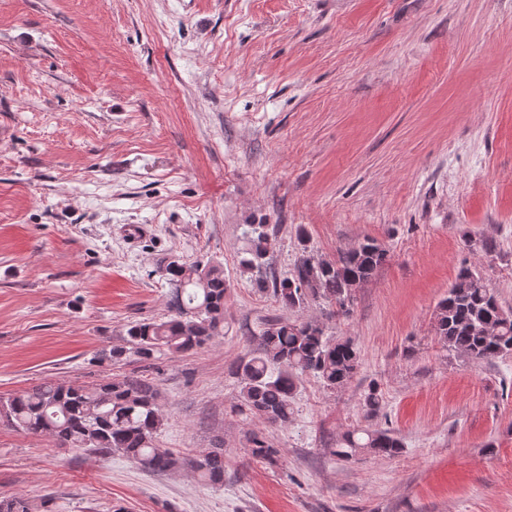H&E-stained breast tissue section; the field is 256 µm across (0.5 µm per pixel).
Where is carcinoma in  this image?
Returning <instances> with one entry per match:
<instances>
[{
  "instance_id": "cac0c4a2",
  "label": "carcinoma",
  "mask_w": 512,
  "mask_h": 512,
  "mask_svg": "<svg viewBox=\"0 0 512 512\" xmlns=\"http://www.w3.org/2000/svg\"><path fill=\"white\" fill-rule=\"evenodd\" d=\"M251 249L246 271L267 265L268 233L263 224L249 225ZM388 260V250L366 238L334 260L317 263L302 258L291 276L271 281V292L282 307L301 308L308 298H321L345 308L355 289L367 283ZM170 314L161 321L133 322L126 330L131 353L151 362L165 351L189 352L224 332V297L229 283L224 268L210 259L186 264L169 262ZM434 330L448 351L480 363L512 356V312L498 303L493 289L476 270L458 273L448 296L437 306ZM257 355L241 362V396L259 418L285 425L291 417V398L308 374L329 389L346 385L357 373L359 353L349 339L333 340L310 321L272 320L260 335ZM165 415L153 386L145 379L111 380L93 388L42 383L0 398V422L27 434L49 436L65 448L109 455L122 453L150 472L179 465L200 480L224 482V449L177 459L155 445ZM404 444L388 430L347 432L334 454L350 458L361 452L396 456ZM0 512H30L22 497L0 500Z\"/></svg>"
}]
</instances>
